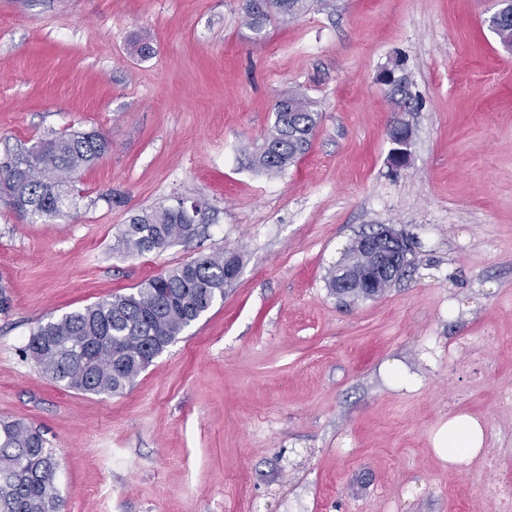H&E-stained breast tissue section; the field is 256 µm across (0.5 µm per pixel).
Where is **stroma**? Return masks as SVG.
<instances>
[{
    "label": "stroma",
    "mask_w": 512,
    "mask_h": 512,
    "mask_svg": "<svg viewBox=\"0 0 512 512\" xmlns=\"http://www.w3.org/2000/svg\"><path fill=\"white\" fill-rule=\"evenodd\" d=\"M494 9L310 0L257 32L239 0H0V158L71 131L111 145L62 215L0 203V419L55 448L61 512H493L484 486L512 479V51ZM395 57L414 135L394 174L377 75ZM295 89L320 113L309 152L276 176L243 167ZM178 196L201 203L200 236L118 249ZM373 224L416 239L407 272L340 301L328 278ZM227 250L223 300L122 394L24 355L39 324ZM395 359L416 390L383 377ZM455 412L487 432L458 471L430 444Z\"/></svg>",
    "instance_id": "1"
}]
</instances>
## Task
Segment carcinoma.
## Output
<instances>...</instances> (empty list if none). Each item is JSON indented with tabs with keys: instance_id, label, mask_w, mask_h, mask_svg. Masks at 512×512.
Returning a JSON list of instances; mask_svg holds the SVG:
<instances>
[{
	"instance_id": "carcinoma-1",
	"label": "carcinoma",
	"mask_w": 512,
	"mask_h": 512,
	"mask_svg": "<svg viewBox=\"0 0 512 512\" xmlns=\"http://www.w3.org/2000/svg\"><path fill=\"white\" fill-rule=\"evenodd\" d=\"M307 0H263V9L246 17L254 31L273 19L296 18ZM319 112L305 93L294 90L275 110L262 147L249 153V167L277 174L294 165L309 149ZM110 147L95 132H74L41 139L0 163V201L35 218L60 215L74 173L102 159ZM199 225L171 206L138 215L120 243L131 254L190 241ZM235 251L204 256L155 276L129 294L102 298L82 309L51 319L32 333L25 354L54 382L84 393H122L151 364L158 344L171 343L224 299L228 263ZM56 450L44 434L21 420L0 419V512H59L55 484Z\"/></svg>"
}]
</instances>
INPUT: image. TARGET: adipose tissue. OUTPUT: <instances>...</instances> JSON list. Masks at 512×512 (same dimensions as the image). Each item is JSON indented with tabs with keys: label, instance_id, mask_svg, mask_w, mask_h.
Returning <instances> with one entry per match:
<instances>
[{
	"label": "adipose tissue",
	"instance_id": "1",
	"mask_svg": "<svg viewBox=\"0 0 512 512\" xmlns=\"http://www.w3.org/2000/svg\"><path fill=\"white\" fill-rule=\"evenodd\" d=\"M431 442L433 452L443 467L453 470L482 452L486 429L478 418L470 414L452 413L434 430Z\"/></svg>",
	"mask_w": 512,
	"mask_h": 512
}]
</instances>
